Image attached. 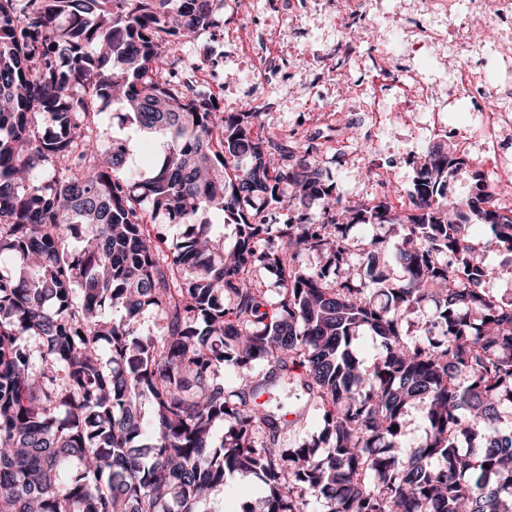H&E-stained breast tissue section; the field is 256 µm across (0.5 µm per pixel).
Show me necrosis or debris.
<instances>
[{
    "instance_id": "obj_1",
    "label": "necrosis or debris",
    "mask_w": 512,
    "mask_h": 512,
    "mask_svg": "<svg viewBox=\"0 0 512 512\" xmlns=\"http://www.w3.org/2000/svg\"><path fill=\"white\" fill-rule=\"evenodd\" d=\"M377 0H292L284 17L264 21L256 31L254 17L235 15L224 29V46L233 53L236 73L248 75L254 85H264L271 69L288 75L302 73L281 104L303 95L307 110L319 114L320 130L328 148L347 155L353 167L362 164L361 151H349L347 139L338 135L340 120L351 113H366L372 127L384 121V101L396 112H424L421 128L430 135H450L459 153L491 166L495 200L512 203V89L503 90L499 75L491 74L487 61L502 60L512 72V0H481L494 38L489 48L478 47L473 35L472 12L460 0H421L427 21L405 27L402 44L433 55L450 84L425 79L420 68L400 63V48L389 40L372 44L370 12ZM328 15L337 34L331 50L298 49L286 37L320 15ZM472 104L465 126L447 129L443 112L448 101Z\"/></svg>"
}]
</instances>
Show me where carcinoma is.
I'll list each match as a JSON object with an SVG mask.
<instances>
[{"mask_svg":"<svg viewBox=\"0 0 512 512\" xmlns=\"http://www.w3.org/2000/svg\"><path fill=\"white\" fill-rule=\"evenodd\" d=\"M222 3L0 0V512H207L235 472L265 486L242 512H512V288H485L501 270L472 234L512 254V209L480 170L448 200L466 161L444 142L400 207L354 203L315 137L173 78ZM97 103L117 105L107 146ZM359 336L381 340L370 368ZM288 384L317 419L293 445L252 403Z\"/></svg>","mask_w":512,"mask_h":512,"instance_id":"1","label":"carcinoma"}]
</instances>
